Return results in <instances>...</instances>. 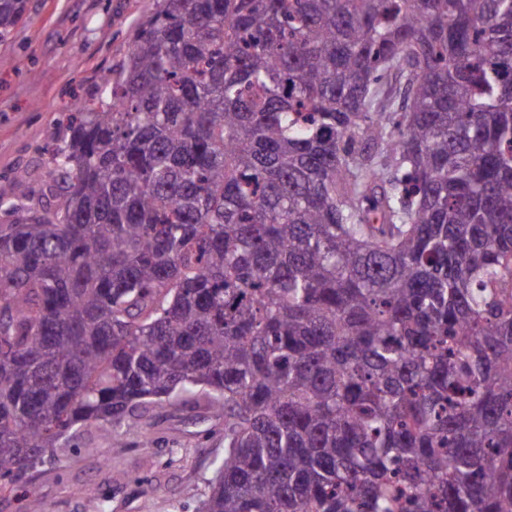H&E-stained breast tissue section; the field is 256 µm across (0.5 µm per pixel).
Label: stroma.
I'll return each instance as SVG.
<instances>
[{"mask_svg": "<svg viewBox=\"0 0 512 512\" xmlns=\"http://www.w3.org/2000/svg\"><path fill=\"white\" fill-rule=\"evenodd\" d=\"M152 0H26L22 17L0 41V175L34 204L46 178L48 130L59 113L95 97L103 74L122 61ZM153 442L124 430L121 442L79 434L55 462L0 490V512H24L34 496L48 512H196L224 456V424L203 405L173 400L149 420ZM96 489L93 497L79 488Z\"/></svg>", "mask_w": 512, "mask_h": 512, "instance_id": "35a3bbf8", "label": "stroma"}]
</instances>
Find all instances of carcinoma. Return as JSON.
<instances>
[{
  "label": "carcinoma",
  "mask_w": 512,
  "mask_h": 512,
  "mask_svg": "<svg viewBox=\"0 0 512 512\" xmlns=\"http://www.w3.org/2000/svg\"><path fill=\"white\" fill-rule=\"evenodd\" d=\"M57 125L0 184L1 488L202 395L198 512H512V0H155Z\"/></svg>",
  "instance_id": "1"
}]
</instances>
